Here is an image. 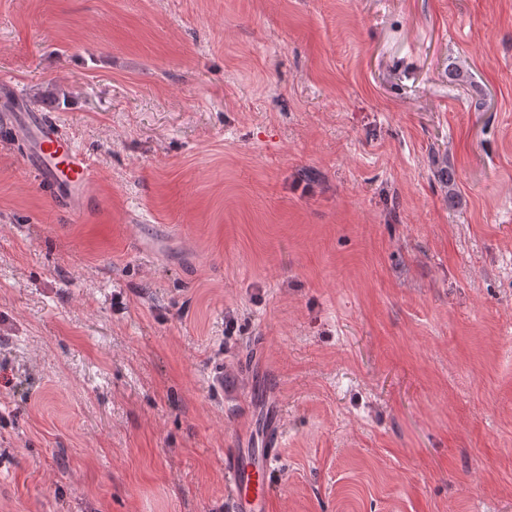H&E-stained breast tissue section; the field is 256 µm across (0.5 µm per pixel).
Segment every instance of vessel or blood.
Listing matches in <instances>:
<instances>
[{"label":"vessel or blood","mask_w":512,"mask_h":512,"mask_svg":"<svg viewBox=\"0 0 512 512\" xmlns=\"http://www.w3.org/2000/svg\"><path fill=\"white\" fill-rule=\"evenodd\" d=\"M10 89V79L1 77L0 136L21 145L22 161L42 187L65 190L72 212H83L92 181L89 160L55 120L13 97ZM283 430L282 410L271 403L265 408L263 433L242 435L236 447L225 449V491L233 512H271L272 474Z\"/></svg>","instance_id":"vessel-or-blood-1"}]
</instances>
